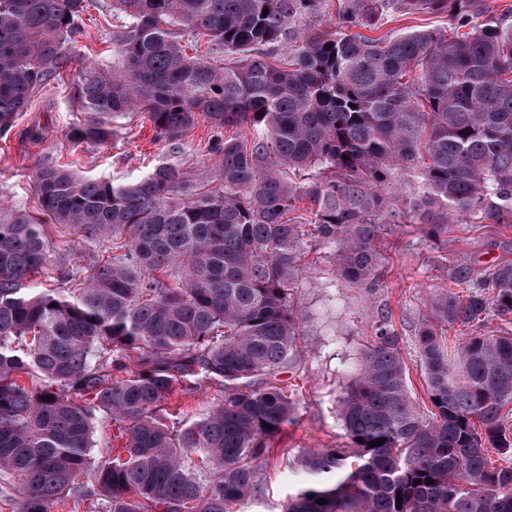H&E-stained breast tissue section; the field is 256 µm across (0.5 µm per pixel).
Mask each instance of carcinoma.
<instances>
[{"mask_svg":"<svg viewBox=\"0 0 512 512\" xmlns=\"http://www.w3.org/2000/svg\"><path fill=\"white\" fill-rule=\"evenodd\" d=\"M93 2L0 0V134L67 74ZM108 2L117 61L79 76L71 141L106 143L141 112L177 149L200 114L207 163L117 183L47 159L36 211L0 205V512L68 495L79 512L89 470L108 512H234L291 418L279 375L299 361L291 276L308 243L375 289L397 224L436 239L470 219L512 224V16L478 23L479 0H338L320 29L306 19L328 0ZM393 10L453 31L360 33ZM201 37L216 61L187 53ZM46 217L102 245L63 267L66 288L31 287ZM446 271L416 333L430 409L382 310L340 403L346 445L298 459L283 512H512V334L447 337L512 316V263ZM203 383L221 399L190 421L175 395ZM102 413L119 444L97 460Z\"/></svg>","mask_w":512,"mask_h":512,"instance_id":"obj_1","label":"carcinoma"}]
</instances>
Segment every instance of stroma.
<instances>
[{
	"label": "stroma",
	"mask_w": 512,
	"mask_h": 512,
	"mask_svg": "<svg viewBox=\"0 0 512 512\" xmlns=\"http://www.w3.org/2000/svg\"><path fill=\"white\" fill-rule=\"evenodd\" d=\"M75 50L78 58L107 66L112 62V27L96 8H89L80 23ZM70 81L55 83L35 96L14 127L0 135V201L34 209L35 173L44 159L54 157L72 164L78 175L125 182L141 177L155 161L187 169L203 161L199 149L207 140V122L196 118L180 151L155 140L149 121L134 113L122 120L114 140L101 146L77 145L68 137L77 116L71 101ZM47 116L44 138L33 142L24 131L32 120ZM53 242L36 287L57 288L59 270L75 247L85 246L80 232L48 225ZM383 256L381 284L376 290L347 282L336 272L334 250L314 245L304 254L293 275L292 305L305 336L296 371L285 373L292 400L290 421L270 442L267 465L258 474L257 490L241 512H281L287 496L295 492L301 475L297 457L308 449L339 448L345 431L339 402L352 371L374 334L377 310L388 311L407 366L410 388L419 402L427 392L415 346V330L430 315V302L448 289L446 259L465 260L482 268L512 262V226L479 223L454 224L446 241L429 240L420 225L398 227L379 241Z\"/></svg>",
	"instance_id": "obj_1"
}]
</instances>
